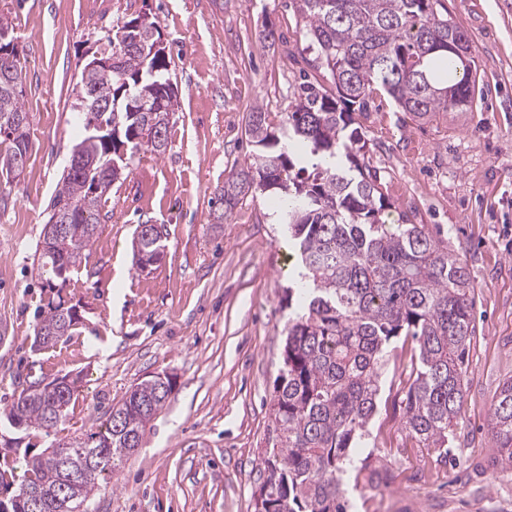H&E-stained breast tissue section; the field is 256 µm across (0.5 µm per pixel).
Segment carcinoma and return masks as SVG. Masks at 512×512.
<instances>
[{"label":"carcinoma","instance_id":"cac0c4a2","mask_svg":"<svg viewBox=\"0 0 512 512\" xmlns=\"http://www.w3.org/2000/svg\"><path fill=\"white\" fill-rule=\"evenodd\" d=\"M303 22L306 50L329 76L331 87L303 75L280 127L256 106L247 129L257 147L249 162L224 181L220 201L231 212L260 191L277 202L302 266L288 288L297 313L288 320L279 375L271 398L266 478L255 492V512H352L347 477L359 482L353 449L370 435L378 411L387 346L398 336L418 347L405 395L403 425L419 447L448 456V441L461 416L467 356L474 335V288L466 265L448 240L426 225L388 223L392 204L377 173L364 163L367 141L351 128L379 88L419 120L471 105L477 70L473 43L442 0H293ZM122 45L94 56L82 68L78 111L83 132L51 199L49 224H67L53 244L42 238L38 276L54 289L81 263L100 224L103 195L111 185L89 181L84 167L97 162L124 171L146 148L165 151L177 88L159 22L146 12L125 21ZM0 59V178L10 179L29 149V112L21 102L22 65ZM112 60L111 65L105 61ZM112 103L107 108L106 103ZM107 127L93 136L91 121ZM138 267L164 255L161 239L143 230L134 238ZM79 323L74 307L48 297L36 328L68 336ZM172 380L154 377L132 388L112 408L103 429L72 449L63 467L45 450L27 448L21 482L14 460L0 455V512H32L25 492L52 496L65 469L82 465L83 450L96 451L87 496L108 487L124 457L141 446L149 419L170 401ZM61 394L23 386L9 420L25 430H48V413ZM497 463L512 470V379L491 407Z\"/></svg>","mask_w":512,"mask_h":512}]
</instances>
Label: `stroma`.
<instances>
[{"label": "stroma", "mask_w": 512, "mask_h": 512, "mask_svg": "<svg viewBox=\"0 0 512 512\" xmlns=\"http://www.w3.org/2000/svg\"><path fill=\"white\" fill-rule=\"evenodd\" d=\"M444 4L475 47L472 108L424 122L377 93L358 122L390 202L447 236L470 273L475 336L461 417L447 457L418 447L402 424L410 354L392 352L353 457L398 480L352 491L355 512H512V472L497 465L489 426L495 393L512 378V0ZM143 10L160 21L178 89L167 148L140 151L105 195L98 233L62 290L81 321L36 352L46 290L33 261L82 131L84 60ZM0 17L25 66L31 143L21 176L0 184V412L25 381L82 377L50 432L22 436L4 423L0 448L79 446L137 383L163 373L170 402L90 512H254L298 267L269 196L228 212L219 194L255 151L250 108L280 123L299 71H316L291 0H0ZM266 18L278 36L271 48L260 38ZM145 222L164 225L167 238L163 258L141 269L133 242Z\"/></svg>", "instance_id": "stroma-1"}]
</instances>
